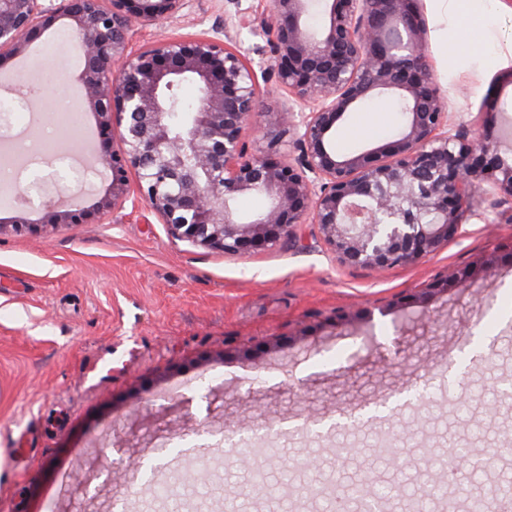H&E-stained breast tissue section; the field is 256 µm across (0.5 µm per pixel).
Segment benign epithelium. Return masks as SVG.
<instances>
[{
	"instance_id": "7a95c632",
	"label": "benign epithelium",
	"mask_w": 512,
	"mask_h": 512,
	"mask_svg": "<svg viewBox=\"0 0 512 512\" xmlns=\"http://www.w3.org/2000/svg\"><path fill=\"white\" fill-rule=\"evenodd\" d=\"M188 2L0 0V67L65 22L80 47V111L94 118L109 177L92 207L48 200L40 219L19 209L0 218V231L88 224L139 199L193 245L256 252L294 240L308 220L340 265L384 270L458 238L476 193L492 209L512 199V163L445 111L419 0H269L258 18L241 12L232 25L270 35L258 70L216 35L129 49L135 24L177 18ZM271 74L288 92L280 109L261 108L259 79ZM187 78L199 95L177 124L171 91ZM379 96L402 114L395 139L339 155L332 139L344 115ZM250 129L264 143L256 153L247 152ZM285 141L296 152L288 162L278 158ZM242 194L271 204L244 221L232 207Z\"/></svg>"
}]
</instances>
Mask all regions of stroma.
<instances>
[{"label":"stroma","mask_w":512,"mask_h":512,"mask_svg":"<svg viewBox=\"0 0 512 512\" xmlns=\"http://www.w3.org/2000/svg\"><path fill=\"white\" fill-rule=\"evenodd\" d=\"M266 0H191L141 23L133 48L225 29ZM484 32L423 0L429 52L454 123L512 157V0ZM56 24L29 46L56 56L33 86H80L77 50ZM396 110L370 101L336 133L348 155L390 141ZM295 242L227 254L174 240L142 202L93 224L0 231V512H322L363 477L399 512V494L468 496L437 461L462 440L484 489L512 480V205L470 217L462 235L408 267L337 263L313 224ZM455 272L447 291L431 284ZM372 310L365 320L363 310ZM352 314L333 326L337 312ZM155 464L132 474L131 463ZM314 472H306V462Z\"/></svg>","instance_id":"1"}]
</instances>
